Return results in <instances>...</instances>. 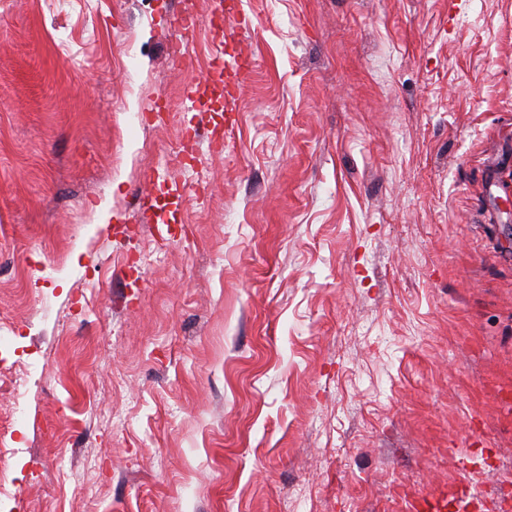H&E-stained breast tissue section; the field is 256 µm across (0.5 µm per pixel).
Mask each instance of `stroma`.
I'll list each match as a JSON object with an SVG mask.
<instances>
[{"label":"stroma","instance_id":"1","mask_svg":"<svg viewBox=\"0 0 512 512\" xmlns=\"http://www.w3.org/2000/svg\"><path fill=\"white\" fill-rule=\"evenodd\" d=\"M184 2L0 0V512H512V0ZM169 28L171 29L174 36L173 52L176 55L178 61H183L187 55V52H181L183 48H186L190 38L193 36L195 31V22L188 16L184 10L178 11L172 14L169 21ZM251 60L246 55L238 54L231 56L230 60L224 59V54L220 52L216 55L211 66L212 80L224 82V73L231 71L237 77H243L250 72Z\"/></svg>","mask_w":512,"mask_h":512}]
</instances>
